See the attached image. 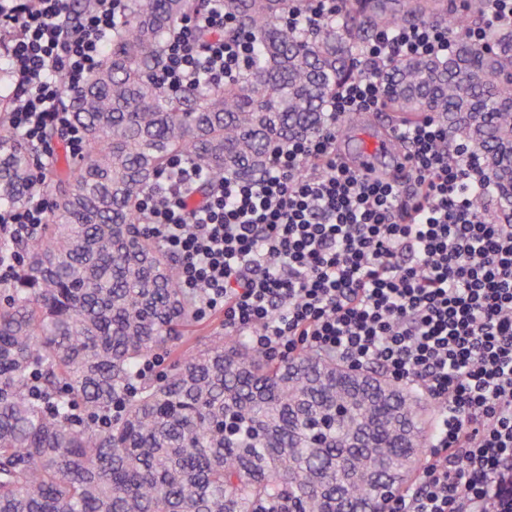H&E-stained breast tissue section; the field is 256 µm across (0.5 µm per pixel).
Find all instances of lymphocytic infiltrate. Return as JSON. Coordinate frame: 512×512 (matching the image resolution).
Masks as SVG:
<instances>
[{
    "label": "lymphocytic infiltrate",
    "instance_id": "lymphocytic-infiltrate-1",
    "mask_svg": "<svg viewBox=\"0 0 512 512\" xmlns=\"http://www.w3.org/2000/svg\"><path fill=\"white\" fill-rule=\"evenodd\" d=\"M67 0H0V64L14 84L0 127L38 153L36 179L53 156L54 128L72 156L87 143L70 113L86 76L123 22V0H87L63 23ZM223 0L186 18L157 82L190 91L237 79L252 59L247 31ZM211 41L198 50L196 37ZM447 27L426 23L376 33L361 59L447 53ZM377 82L346 84L312 137L274 146L256 179L206 180L185 160L160 177L138 213L159 246L180 258L178 286L199 315L220 311L224 329L286 360L302 351L346 366L379 368L419 390L436 410L427 462L388 512H512V224L502 223L483 154L427 118L407 127L411 187L369 177L336 156V122L379 110ZM51 203L0 206V235H37Z\"/></svg>",
    "mask_w": 512,
    "mask_h": 512
}]
</instances>
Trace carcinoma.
Here are the masks:
<instances>
[{
	"instance_id": "cac0c4a2",
	"label": "carcinoma",
	"mask_w": 512,
	"mask_h": 512,
	"mask_svg": "<svg viewBox=\"0 0 512 512\" xmlns=\"http://www.w3.org/2000/svg\"><path fill=\"white\" fill-rule=\"evenodd\" d=\"M444 0H343L312 30L291 0H224L256 53L234 83L169 92L154 76L204 0H125L123 25L73 98L87 150L45 171L53 205L0 280V512H372L405 491L432 410L377 370L304 351L276 360L244 336L183 348L197 307L136 202L180 157L208 182L252 179L272 145L317 135L341 85L371 77L386 111L426 115L484 153L499 217L512 221V26L469 31ZM446 55L354 64L374 32L448 21ZM34 156L0 135V203L47 188ZM170 360L160 377L140 365Z\"/></svg>"
}]
</instances>
